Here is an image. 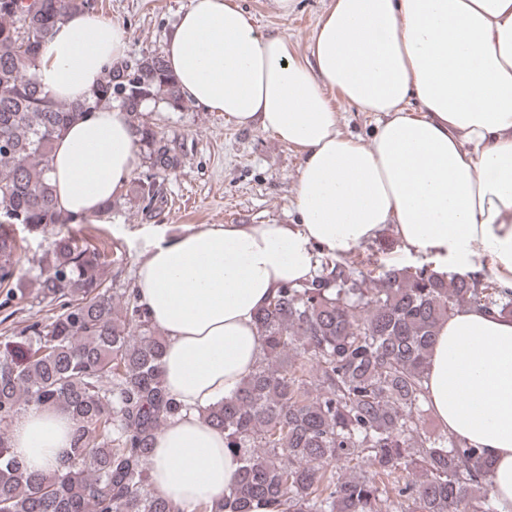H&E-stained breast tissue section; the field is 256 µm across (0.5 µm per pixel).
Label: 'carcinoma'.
Returning a JSON list of instances; mask_svg holds the SVG:
<instances>
[{
	"label": "carcinoma",
	"mask_w": 512,
	"mask_h": 512,
	"mask_svg": "<svg viewBox=\"0 0 512 512\" xmlns=\"http://www.w3.org/2000/svg\"><path fill=\"white\" fill-rule=\"evenodd\" d=\"M90 0H0V309L14 306L20 245L32 233L89 224L56 208L49 173L55 138L116 104L127 113L148 172L133 199L163 203L162 175L182 144L143 119L146 104L186 109L164 57L105 69L84 102L46 93L36 60L55 27ZM106 255L59 235L42 261L36 296L50 307L0 338V512H182L152 491L153 438L185 406L164 384L165 337L133 289L108 285ZM326 274L287 283L256 316L261 353L234 394L200 410L224 431L239 477L203 512H512L493 493L487 454L448 432H429L424 381L436 327L456 308L512 316V289L417 267H371L349 256ZM71 416L60 469L29 472L10 428L24 411ZM357 461L371 468L341 469Z\"/></svg>",
	"instance_id": "1"
}]
</instances>
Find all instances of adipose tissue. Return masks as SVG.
<instances>
[{
	"mask_svg": "<svg viewBox=\"0 0 512 512\" xmlns=\"http://www.w3.org/2000/svg\"><path fill=\"white\" fill-rule=\"evenodd\" d=\"M126 48L121 24L74 13L35 70L53 98L76 102ZM164 56L182 100L260 125L301 157L298 223L161 231L137 270L139 301L167 338L166 387L187 407L154 438L151 486L192 512L221 499L239 468L199 411L252 373L257 312L311 278L316 252L344 256L389 229L438 272L485 269L512 287V0H330L302 57L288 38L258 33L238 0H191ZM330 89L375 115L369 143L339 131ZM52 156L58 210L99 222L142 160L117 108L70 125ZM424 386L441 426L486 449L493 492L511 505L512 318L456 308L437 328ZM72 430L63 411H30L12 448L31 471L53 472Z\"/></svg>",
	"mask_w": 512,
	"mask_h": 512,
	"instance_id": "1",
	"label": "adipose tissue"
}]
</instances>
